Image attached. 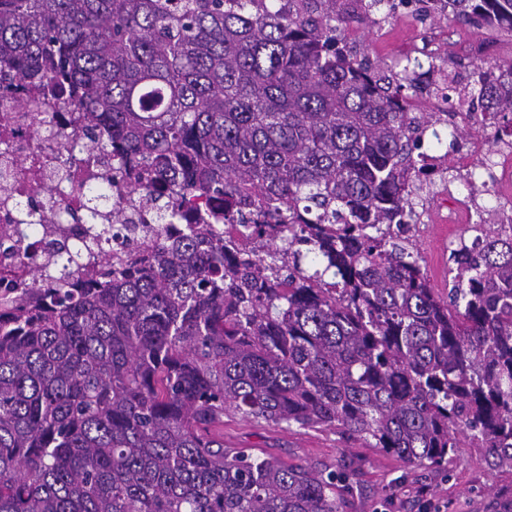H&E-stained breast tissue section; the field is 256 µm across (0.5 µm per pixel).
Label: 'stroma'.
Masks as SVG:
<instances>
[{"mask_svg":"<svg viewBox=\"0 0 512 512\" xmlns=\"http://www.w3.org/2000/svg\"><path fill=\"white\" fill-rule=\"evenodd\" d=\"M448 35V51L481 47L497 63L512 62V30L470 28L437 23ZM418 26L399 18L385 27L354 23L344 31L349 46L387 69L398 58L402 42ZM443 212H436L416 243L434 287H448V236L441 233ZM224 443L248 448L291 465H348L352 477L344 512H512V470L499 468L480 448L465 449L460 461L443 470L405 464L361 440H346L329 431L284 430L258 426L241 418L224 421Z\"/></svg>","mask_w":512,"mask_h":512,"instance_id":"1","label":"stroma"}]
</instances>
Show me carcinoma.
Returning a JSON list of instances; mask_svg holds the SVG:
<instances>
[{
  "mask_svg": "<svg viewBox=\"0 0 512 512\" xmlns=\"http://www.w3.org/2000/svg\"><path fill=\"white\" fill-rule=\"evenodd\" d=\"M0 0V62L82 112L170 240L86 191L91 233L0 298V512H343L349 477L224 447V416L330 430L442 468L512 470V236L450 252L448 298L401 225L428 196L423 68L336 47L385 0ZM512 27V0H425ZM467 97L512 135V62ZM472 200L486 186L448 166ZM54 188L35 231L62 221ZM126 250L109 251L112 238ZM86 284L69 282L83 256Z\"/></svg>",
  "mask_w": 512,
  "mask_h": 512,
  "instance_id": "obj_1",
  "label": "carcinoma"
}]
</instances>
